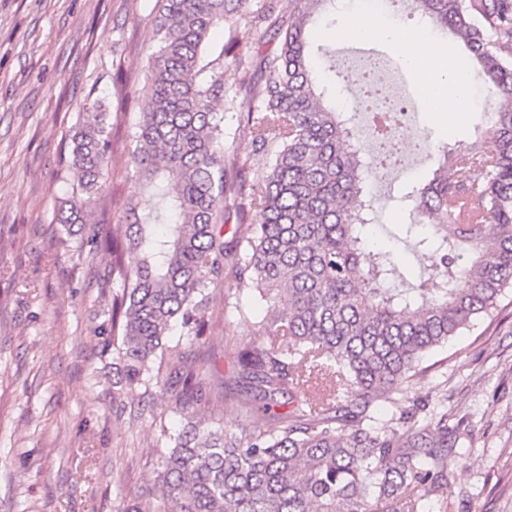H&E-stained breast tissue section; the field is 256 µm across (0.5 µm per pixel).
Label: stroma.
<instances>
[{"instance_id": "1", "label": "stroma", "mask_w": 512, "mask_h": 512, "mask_svg": "<svg viewBox=\"0 0 512 512\" xmlns=\"http://www.w3.org/2000/svg\"><path fill=\"white\" fill-rule=\"evenodd\" d=\"M356 0H336L311 26L314 61L325 83L334 64L392 54L381 42L339 35ZM156 0H0V512H133L143 498L160 499V431L176 433L184 415L165 388L112 400L119 375L99 336L112 307V255L88 253L90 225L121 223L127 205L153 209L130 162L138 107L151 92L146 58L156 46ZM399 26L432 34L404 0ZM447 46L455 73L471 91L485 77L462 43L432 34ZM418 124L449 150L473 142L486 122L474 102L453 119L435 112L418 71L401 65ZM129 105L117 111L116 96ZM107 107L111 162L86 223L63 226L60 199L77 179L65 159L73 127L94 103ZM429 153L374 179L373 242L395 252L405 283L437 279L430 261L392 235L410 223L400 197L437 166ZM257 299L224 287L213 291V325L199 365L207 382L234 383L238 346L259 342L253 319L238 308ZM411 393L468 416L471 433L455 453L448 512H512V291L447 346L428 354Z\"/></svg>"}]
</instances>
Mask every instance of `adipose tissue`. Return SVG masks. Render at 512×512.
<instances>
[{"instance_id":"ef3b65f1","label":"adipose tissue","mask_w":512,"mask_h":512,"mask_svg":"<svg viewBox=\"0 0 512 512\" xmlns=\"http://www.w3.org/2000/svg\"><path fill=\"white\" fill-rule=\"evenodd\" d=\"M346 32L352 39L378 40L401 51L407 63L421 73L422 91L434 101L437 111L455 114L469 98L466 83L461 78L449 76L446 48L375 16L349 21Z\"/></svg>"}]
</instances>
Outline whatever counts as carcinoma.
Here are the masks:
<instances>
[{
  "mask_svg": "<svg viewBox=\"0 0 512 512\" xmlns=\"http://www.w3.org/2000/svg\"><path fill=\"white\" fill-rule=\"evenodd\" d=\"M286 15L240 13L243 0H158V48L147 61L152 94L139 107L131 163L159 198L154 213L125 210L112 234L91 228L90 249L112 252L109 333L122 365L112 399L173 380L188 412L166 434L158 475L163 512H448L449 456L463 420L410 398L426 355L496 308L512 288V0H413L461 41L487 80L482 136L442 151L432 178L404 194L415 202L416 252L441 281L407 288L386 251L368 249L373 200L365 147L319 87L307 27L328 0H293ZM234 20L222 54L233 56L242 98L232 99L254 154L248 177L224 152L216 107L224 63L204 62L218 21ZM264 23L278 51L254 62L235 49ZM108 113L89 112L72 135L76 191L64 224L82 220L109 163ZM248 225L224 239V227ZM470 259L458 265V248ZM231 282L260 294V343L238 354L240 419L233 428L189 412L219 408L179 340L202 344L211 291ZM304 399L291 411L274 408ZM407 406L383 422L380 402Z\"/></svg>",
  "mask_w": 512,
  "mask_h": 512,
  "instance_id": "carcinoma-1",
  "label": "carcinoma"
}]
</instances>
